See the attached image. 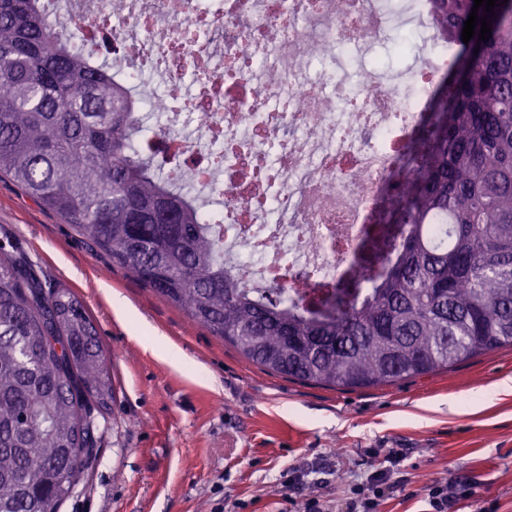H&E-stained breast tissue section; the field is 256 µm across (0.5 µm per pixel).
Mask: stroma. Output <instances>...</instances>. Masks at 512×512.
<instances>
[{"instance_id":"35a3bbf8","label":"stroma","mask_w":512,"mask_h":512,"mask_svg":"<svg viewBox=\"0 0 512 512\" xmlns=\"http://www.w3.org/2000/svg\"><path fill=\"white\" fill-rule=\"evenodd\" d=\"M344 64L404 82L415 56L388 36ZM4 236L82 300L109 359L114 396L58 512H303L311 497L347 512L350 486L391 450L404 460L380 512H425L436 481L455 487L450 512H473L471 484L487 512H512V346L392 384H303L249 362L0 175Z\"/></svg>"}]
</instances>
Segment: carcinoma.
Masks as SVG:
<instances>
[{
	"instance_id": "carcinoma-1",
	"label": "carcinoma",
	"mask_w": 512,
	"mask_h": 512,
	"mask_svg": "<svg viewBox=\"0 0 512 512\" xmlns=\"http://www.w3.org/2000/svg\"><path fill=\"white\" fill-rule=\"evenodd\" d=\"M474 0H427L457 53L428 105L406 196L360 246L364 274L316 297L249 288L198 201L172 182L139 101L50 19L0 0V174L134 279L261 369L370 387L512 346V0L465 44ZM449 225L448 242L435 226ZM112 378L68 288H44L0 242V512H49L93 452Z\"/></svg>"
}]
</instances>
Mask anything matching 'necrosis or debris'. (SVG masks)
I'll return each mask as SVG.
<instances>
[{
    "instance_id": "4bbe7bcc",
    "label": "necrosis or debris",
    "mask_w": 512,
    "mask_h": 512,
    "mask_svg": "<svg viewBox=\"0 0 512 512\" xmlns=\"http://www.w3.org/2000/svg\"><path fill=\"white\" fill-rule=\"evenodd\" d=\"M68 32L112 55L146 100L170 176L216 201L224 265L255 288L334 285L381 201L404 187L402 156L434 82L400 87L334 62L388 36L383 0H60ZM322 62L310 74L313 62Z\"/></svg>"
}]
</instances>
